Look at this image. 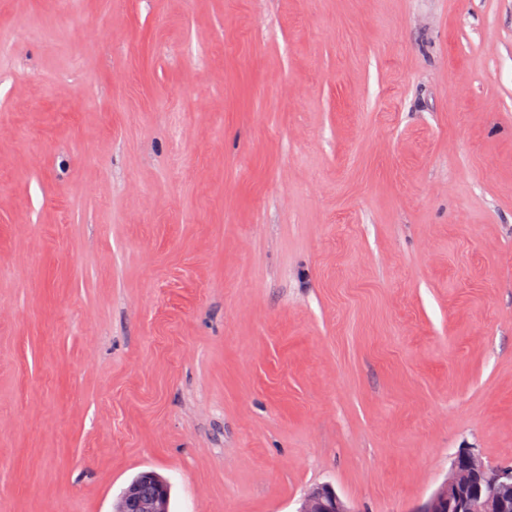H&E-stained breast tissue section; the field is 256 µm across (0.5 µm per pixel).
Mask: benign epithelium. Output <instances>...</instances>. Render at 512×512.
Instances as JSON below:
<instances>
[{"instance_id":"7a95c632","label":"benign epithelium","mask_w":512,"mask_h":512,"mask_svg":"<svg viewBox=\"0 0 512 512\" xmlns=\"http://www.w3.org/2000/svg\"><path fill=\"white\" fill-rule=\"evenodd\" d=\"M486 463L475 453L465 450L453 460L443 483L415 512H512V469L494 470L483 485L468 487L461 476L465 472L481 475ZM170 484L154 471H143L120 496L119 512H169ZM299 512H353L331 487L312 489Z\"/></svg>"}]
</instances>
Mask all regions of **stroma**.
Listing matches in <instances>:
<instances>
[{
    "mask_svg": "<svg viewBox=\"0 0 512 512\" xmlns=\"http://www.w3.org/2000/svg\"><path fill=\"white\" fill-rule=\"evenodd\" d=\"M464 448L512 465V0H0V512H416ZM119 512H170V484L154 471H143L122 492ZM298 512H353L331 487L312 489Z\"/></svg>",
    "mask_w": 512,
    "mask_h": 512,
    "instance_id": "obj_1",
    "label": "stroma"
}]
</instances>
